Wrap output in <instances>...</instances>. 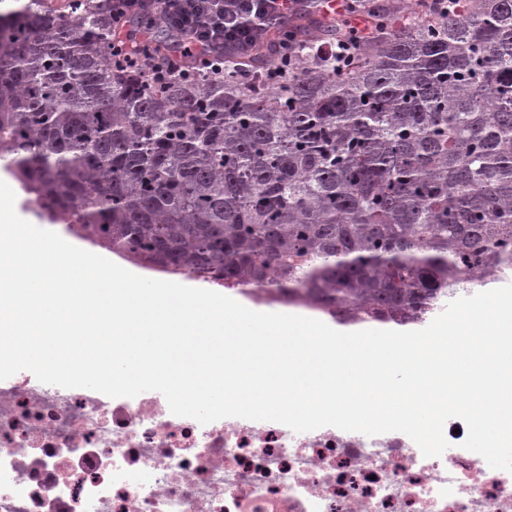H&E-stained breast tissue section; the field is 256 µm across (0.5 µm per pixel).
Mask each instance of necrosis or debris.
<instances>
[{"instance_id":"obj_1","label":"necrosis or debris","mask_w":512,"mask_h":512,"mask_svg":"<svg viewBox=\"0 0 512 512\" xmlns=\"http://www.w3.org/2000/svg\"><path fill=\"white\" fill-rule=\"evenodd\" d=\"M424 457L401 432L297 433L173 415L160 392L111 398L0 381V512H512V472L464 449Z\"/></svg>"}]
</instances>
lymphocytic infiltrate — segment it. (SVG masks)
I'll use <instances>...</instances> for the list:
<instances>
[{
    "label": "lymphocytic infiltrate",
    "mask_w": 512,
    "mask_h": 512,
    "mask_svg": "<svg viewBox=\"0 0 512 512\" xmlns=\"http://www.w3.org/2000/svg\"><path fill=\"white\" fill-rule=\"evenodd\" d=\"M305 0H108L114 21L113 50L130 68L141 69L155 83L192 75L193 62H202L213 73H220L233 53L261 47L269 34L272 19L296 14ZM146 14L153 24L171 29L173 38L158 58H151L144 47L152 31L142 28L125 31L131 17ZM333 25L347 26L351 36L323 49L335 69L351 65L358 47V34L366 32L369 18L362 0H339L323 14Z\"/></svg>",
    "instance_id": "1"
}]
</instances>
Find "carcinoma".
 Returning a JSON list of instances; mask_svg holds the SVG:
<instances>
[{"mask_svg":"<svg viewBox=\"0 0 512 512\" xmlns=\"http://www.w3.org/2000/svg\"><path fill=\"white\" fill-rule=\"evenodd\" d=\"M367 8L342 74L311 54L258 83L269 45L149 87L115 66L106 6L23 0L0 11V160L41 216L134 264L420 323L512 273V0L404 27ZM273 26L347 34L311 11Z\"/></svg>","mask_w":512,"mask_h":512,"instance_id":"obj_1","label":"carcinoma"}]
</instances>
